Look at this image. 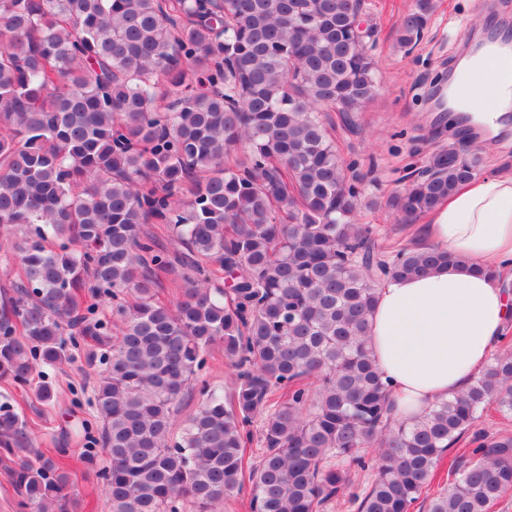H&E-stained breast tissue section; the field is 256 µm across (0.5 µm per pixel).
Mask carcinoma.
<instances>
[{
    "label": "carcinoma",
    "instance_id": "obj_1",
    "mask_svg": "<svg viewBox=\"0 0 512 512\" xmlns=\"http://www.w3.org/2000/svg\"><path fill=\"white\" fill-rule=\"evenodd\" d=\"M361 0H0V224L23 282L0 309V380L91 343L111 512H217L249 486L253 512H410L437 462L483 413L512 416V336L459 395L399 421L366 337L377 286L460 261L382 250L356 221L340 115L376 89ZM435 9L397 24L413 47ZM296 22L288 23V14ZM480 159L430 152L385 205L425 216ZM164 224L185 252L143 232ZM171 280L173 304L156 300ZM134 296L129 302L125 296ZM229 397L201 379L212 345ZM202 397L175 424L187 392ZM259 424L260 457L247 456ZM428 512H491L512 488V437L472 435ZM376 448L375 457L364 449ZM0 457L22 512H71L69 473L0 405ZM372 467L369 489L352 475Z\"/></svg>",
    "mask_w": 512,
    "mask_h": 512
}]
</instances>
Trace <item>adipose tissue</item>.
<instances>
[{
    "label": "adipose tissue",
    "instance_id": "obj_1",
    "mask_svg": "<svg viewBox=\"0 0 512 512\" xmlns=\"http://www.w3.org/2000/svg\"><path fill=\"white\" fill-rule=\"evenodd\" d=\"M497 52L487 45L462 64L448 95L453 112L488 126L512 102V72L499 74L492 112L471 75ZM413 242L459 261L420 278L387 280L377 290L368 348L401 420L463 392L512 329V290L503 286L512 280V167L459 186L414 229Z\"/></svg>",
    "mask_w": 512,
    "mask_h": 512
}]
</instances>
